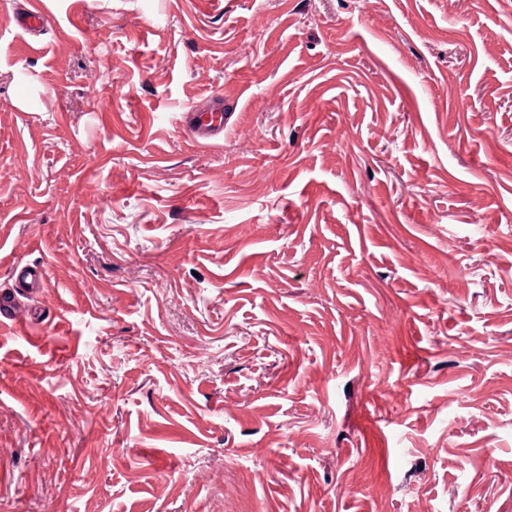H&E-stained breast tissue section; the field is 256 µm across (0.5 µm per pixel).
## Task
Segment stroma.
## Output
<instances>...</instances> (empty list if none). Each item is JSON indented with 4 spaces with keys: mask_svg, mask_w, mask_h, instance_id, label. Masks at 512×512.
<instances>
[{
    "mask_svg": "<svg viewBox=\"0 0 512 512\" xmlns=\"http://www.w3.org/2000/svg\"><path fill=\"white\" fill-rule=\"evenodd\" d=\"M25 2L0 512H512V0ZM195 116L191 121L190 132L196 138L210 139L224 132V112L214 108L210 112H191Z\"/></svg>",
    "mask_w": 512,
    "mask_h": 512,
    "instance_id": "35a3bbf8",
    "label": "stroma"
}]
</instances>
